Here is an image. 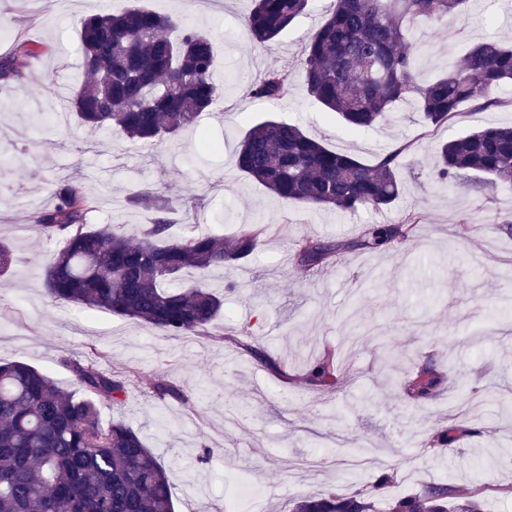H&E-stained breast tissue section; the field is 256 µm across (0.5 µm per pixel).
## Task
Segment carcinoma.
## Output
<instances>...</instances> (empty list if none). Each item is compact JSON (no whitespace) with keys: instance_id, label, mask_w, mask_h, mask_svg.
<instances>
[{"instance_id":"obj_1","label":"carcinoma","mask_w":512,"mask_h":512,"mask_svg":"<svg viewBox=\"0 0 512 512\" xmlns=\"http://www.w3.org/2000/svg\"><path fill=\"white\" fill-rule=\"evenodd\" d=\"M470 0H334L331 13L305 45L297 70L263 71L252 100L274 104L300 82L307 95L351 133L396 118L394 105H414L441 125L463 103L479 110L499 104L497 91L512 83V44L474 42L461 64L433 79L421 77L410 23H440L467 12ZM309 0H253L245 24L256 48L270 50L277 37L305 12ZM82 75L70 107L99 134L113 130L134 142L159 146L196 125L222 93L213 74L210 36L180 18L146 6L91 14L80 21ZM436 179L451 184L465 175L512 186V127L489 123L434 149ZM399 151L375 165L329 149L293 122L268 119L251 126L235 152V166L283 203L353 212L390 207L402 192ZM57 203L35 215L65 243L48 265L43 287L55 302L80 305L152 325L168 336L198 334L224 310V295L201 278L211 269L249 257L265 228L242 227L232 242L211 233L174 237L169 203L151 191L130 202L156 213L133 240L119 224L91 225L84 187L57 186ZM413 211L402 224H373L355 246L374 250L401 226L420 223ZM298 265L315 268L334 246L310 236L294 242ZM79 386L76 393L23 363L0 364V512H175L166 466L142 435L122 420L105 421L100 405L120 403L129 375L99 370L91 362L63 359ZM334 359L310 370L327 385ZM438 377L421 368L408 382L426 396ZM291 512H377L355 497H299ZM384 512H486L447 483L388 504Z\"/></svg>"}]
</instances>
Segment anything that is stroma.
<instances>
[{
	"instance_id": "stroma-1",
	"label": "stroma",
	"mask_w": 512,
	"mask_h": 512,
	"mask_svg": "<svg viewBox=\"0 0 512 512\" xmlns=\"http://www.w3.org/2000/svg\"><path fill=\"white\" fill-rule=\"evenodd\" d=\"M219 13L194 0H148L213 39L215 77L223 96L178 144L158 150L102 136L74 114L56 117L61 87L72 86L81 63L79 19L130 6L131 0H0V62L14 56L18 77L0 81V127L15 131L0 144L9 174L0 180V240L13 263L0 279V362L32 365L63 385L60 359H96L100 368L134 370L124 404H102L103 419L121 418L139 430L170 470L176 512H254L234 499L236 484L262 489L265 512H290L301 494L360 496L378 508L443 481L484 501L491 512H512V409L493 403L451 420L450 403L496 390L512 397V189L437 182L436 143L488 123L512 125V87L498 106L462 105L435 126L407 104L397 122L347 133L296 87L275 105L250 101L247 89L265 68L297 66L301 48L325 21L333 0H311L279 38L275 50L253 47L244 17L251 0H223ZM512 36V13L498 0H472L459 22L416 23L423 78L461 63L470 43ZM25 55H14V48ZM300 124L330 149L371 164L400 150L403 193L391 209L344 215L281 203L234 167L233 152L256 121ZM221 143L200 154V137ZM84 183L87 221L120 223L138 238L151 213L129 198L149 189L166 199L194 196V220L174 234H236L241 225L269 230L247 259L211 273L224 291V315L205 336L172 337L153 326L53 302L43 289L45 267L64 244L32 219L51 209L58 184ZM424 220L414 237L379 250L354 249L367 225L395 223L412 210ZM307 234L337 250L310 271L297 266L293 240ZM235 292H226L227 284ZM264 359H257V352ZM332 353L336 385L308 379ZM434 366L431 395L414 396L408 376ZM174 392L155 393L157 381ZM369 399L353 404L354 395ZM213 450L200 460L202 447ZM389 482L379 485L381 475Z\"/></svg>"
}]
</instances>
